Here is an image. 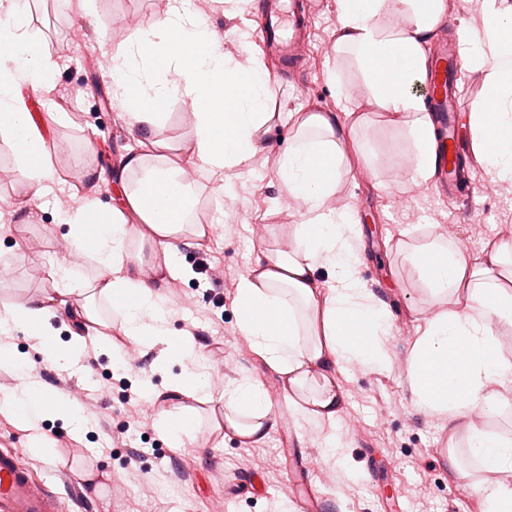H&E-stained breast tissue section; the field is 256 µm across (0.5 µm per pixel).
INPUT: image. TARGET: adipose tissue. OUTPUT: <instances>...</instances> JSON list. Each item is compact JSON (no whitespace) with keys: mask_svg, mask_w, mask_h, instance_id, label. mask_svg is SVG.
Returning a JSON list of instances; mask_svg holds the SVG:
<instances>
[{"mask_svg":"<svg viewBox=\"0 0 512 512\" xmlns=\"http://www.w3.org/2000/svg\"><path fill=\"white\" fill-rule=\"evenodd\" d=\"M478 7L481 27L459 31L461 63L485 88L471 105L474 151L493 180L512 182V0H479ZM447 8V0H336L333 50L350 60L368 104L406 128L415 177L422 181L434 172L437 142L413 87L424 76L430 40ZM106 54L113 98L135 140L115 168L123 197L109 208L88 197L58 215L74 250L94 261L93 281L63 260L56 266L55 293L41 292L0 312V373L17 381L0 393V415L25 431V453L44 463L61 460L43 431L47 420H62L81 434L89 421L84 408L44 382L36 366L54 367L83 355L89 343L82 332L71 331L62 342L48 327L66 297L75 294L83 298L82 321L98 324L96 310L85 301L91 293L108 302L129 341L162 346L165 359L179 364V374L164 384L172 398L221 399L224 438L263 444L276 419L262 382L243 374L214 395L199 344L173 335L174 310L143 270L159 260L169 276L183 275L174 243L190 247L214 230L192 220L199 197L194 183L183 182L184 168L146 152L163 120V99L173 91L181 94L192 117V165L221 193L226 172L265 148L272 77L258 58L228 56L208 17L187 16L172 4L147 24L137 44H120ZM57 68L40 49L19 0H0V137L37 198L59 176L45 128L28 111L23 92L51 89ZM330 79L337 112L288 113L291 141L275 168L304 220L289 242L275 238L260 246L238 280L234 307L239 335L279 375L298 427L319 432L324 461L333 466L340 447L335 427L346 403L341 376L353 370L391 372L393 356L387 304L359 277V221L351 208L325 207L350 172L346 152L356 147L366 121L351 87L339 74ZM400 250L433 301L405 360L413 404L447 430L446 462L480 494L484 512H512V432L491 424L512 402L505 395L512 384V352L501 343L512 332V240L487 242L479 260L439 233ZM20 332L31 339L37 361L15 350L11 339ZM461 448L474 469L460 464Z\"/></svg>","mask_w":512,"mask_h":512,"instance_id":"ef3b65f1","label":"adipose tissue"}]
</instances>
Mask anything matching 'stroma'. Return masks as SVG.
<instances>
[{
	"mask_svg": "<svg viewBox=\"0 0 512 512\" xmlns=\"http://www.w3.org/2000/svg\"><path fill=\"white\" fill-rule=\"evenodd\" d=\"M77 0H31L26 11L40 33L41 48L58 64L54 91L29 99L37 121L48 122L51 112L68 117L65 124L48 123L49 138L70 143L71 154H54L61 177L53 192L34 198L19 175L14 156L0 139V308L19 304L38 290L52 291L54 268L60 258L84 267L88 258L63 255L57 247L65 229L56 215L65 200L92 195L104 203L116 197L120 183L112 170L123 146L130 144L122 109H97L100 96L111 89L89 87V67L103 44L135 41L138 32L127 18L150 19L153 0H93L91 13L78 14ZM311 10L305 62L293 73H282L278 61L265 54L255 40L256 4L233 0H196L195 11L206 12L224 39V49L238 59L265 60L273 83V112H332L336 92L329 72L336 62L331 48L336 39L334 0H303ZM84 31L74 43L66 33L72 26ZM85 84V94L69 100L68 89ZM162 110L164 122L156 138L160 152L187 163L194 149L191 125L179 96H171ZM360 133L366 148L389 156V163L365 174L357 159L329 199L330 208L352 207L362 229V277L388 303L393 320L390 340L396 365L391 373L353 371L342 377L345 412L337 431L342 435L340 458L348 477L328 483L317 434L301 429L282 395L279 377L251 353L238 334L234 314L235 285L248 266L253 249L271 236L288 240V230L300 223L296 206L289 204L275 177V162L288 144V128L274 122L264 151L244 168L229 173L228 192L215 195L205 179H198L200 206L197 219L216 223L217 229L200 245L178 246L177 260L193 267L208 259L222 272L226 288L223 305H215L204 288L191 279L167 278L165 293L176 310L175 331L194 332L212 369L222 370L225 385L249 372L256 375L273 404L276 426L266 442L250 447L220 442L213 429L210 405L185 400L198 418L192 449L170 447L158 434L155 422L162 410L173 408L172 398L157 400L168 375L178 365L161 361L160 348L134 345L123 335L118 319L104 300L95 305L104 321L103 333L127 353L126 368H113L108 355L96 352L95 364L75 361L64 369H42L43 379L86 410L90 424L83 443L74 442L63 422L47 421L63 460L52 465L23 456L22 464L34 475L48 478L60 512H270L280 496L291 499L295 512H482L480 495L459 479L443 459L447 435L438 421L418 413L402 363L418 324L431 311L423 286L415 281L396 250L400 240H414L429 231L451 233L455 245L478 258L486 243L512 235V199L497 190L483 163L471 172L469 198L459 203L442 198L432 182L413 183L412 170L403 166L412 154L406 129L371 113ZM82 155L84 166L74 163ZM104 169L105 180L93 182L86 167ZM407 206H399V199ZM154 395H146V387ZM122 441H113L115 432ZM100 474L98 487L80 475Z\"/></svg>",
	"mask_w": 512,
	"mask_h": 512,
	"instance_id": "35a3bbf8",
	"label": "stroma"
}]
</instances>
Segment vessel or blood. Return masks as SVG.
Here are the masks:
<instances>
[{"mask_svg":"<svg viewBox=\"0 0 512 512\" xmlns=\"http://www.w3.org/2000/svg\"><path fill=\"white\" fill-rule=\"evenodd\" d=\"M300 21L279 0H264L258 41L275 49L284 67H294L301 54ZM461 71L457 46L442 44L420 86L424 103L437 120L438 159L432 175L440 193L460 191L453 160L471 152V140L462 138L460 122L467 104L458 90ZM0 512H58V506L44 481L23 469L11 450L0 449Z\"/></svg>","mask_w":512,"mask_h":512,"instance_id":"vessel-or-blood-1","label":"vessel or blood"}]
</instances>
